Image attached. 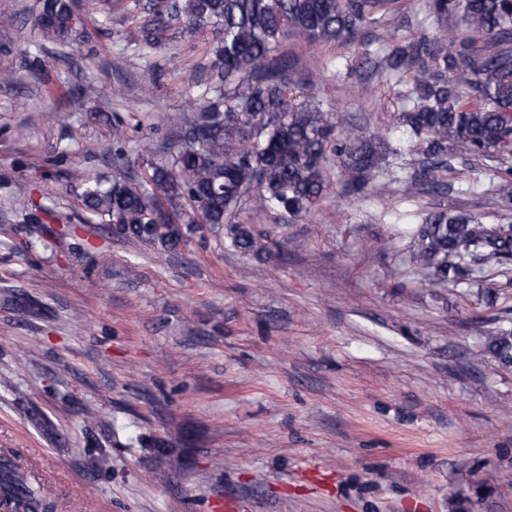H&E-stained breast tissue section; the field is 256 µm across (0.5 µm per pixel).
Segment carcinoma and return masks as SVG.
Instances as JSON below:
<instances>
[{"mask_svg":"<svg viewBox=\"0 0 512 512\" xmlns=\"http://www.w3.org/2000/svg\"><path fill=\"white\" fill-rule=\"evenodd\" d=\"M424 8L427 17L459 27L421 41L393 37L381 44L377 68L387 81L412 83L397 122L423 156L411 187L434 190V172L460 155L512 162V0H425ZM399 9L401 0H147L149 20L127 38L157 47L175 23L191 35L209 33L211 80L178 117L169 154L146 163L138 183L86 182L89 218L163 248L179 245L198 224H227L230 245L260 258L266 232L232 222L251 193L259 210L295 221L336 179L349 194L376 186L389 141L346 131L311 86L294 78L296 61L278 54L290 41L330 44L385 29ZM35 24L61 44L80 18L72 0H42ZM495 191L512 203V165L500 170ZM409 234L415 247L408 265L442 288L470 283L487 263L512 260V224H484L459 207L429 212ZM485 349L512 367V331L486 337ZM0 495L15 512L53 509L49 489L7 456L0 458Z\"/></svg>","mask_w":512,"mask_h":512,"instance_id":"obj_1","label":"carcinoma"}]
</instances>
